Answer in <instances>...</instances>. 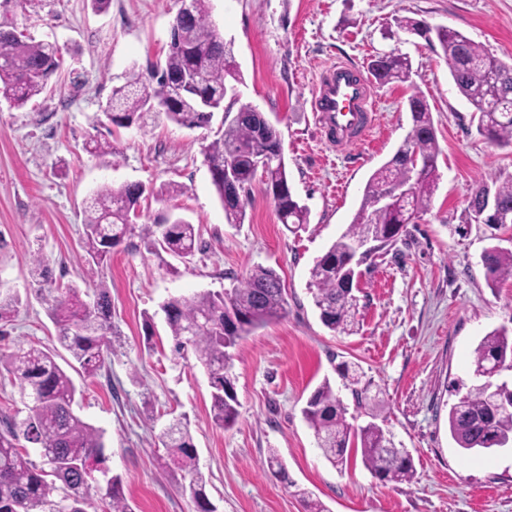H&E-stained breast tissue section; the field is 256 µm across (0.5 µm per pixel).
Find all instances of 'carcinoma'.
<instances>
[{"instance_id": "cac0c4a2", "label": "carcinoma", "mask_w": 512, "mask_h": 512, "mask_svg": "<svg viewBox=\"0 0 512 512\" xmlns=\"http://www.w3.org/2000/svg\"><path fill=\"white\" fill-rule=\"evenodd\" d=\"M210 0H190L189 19L174 17L170 47L164 66L148 78L130 79L112 91L107 116L117 125H130L146 112H163L173 123L187 128L208 125L213 113L233 112L236 95H228L242 82V74L219 31L209 21ZM397 27L438 41L458 92L478 115V131L490 142L512 144V93L497 94L496 87L512 90V63L490 54L461 31L432 27L411 18L396 19ZM60 67L58 50L50 43L24 39L13 30L0 29V97L21 107L47 87ZM190 70L199 71L205 84L196 94L180 93L175 80ZM381 84L405 82L412 73L409 56L390 51L376 56L368 66ZM412 125L393 156L369 178L361 205L351 224L319 256L310 269L309 289L322 324L338 335L357 330L359 300L352 295L358 267L350 263L355 244L375 239L381 249L392 247L406 226L426 213L438 188L439 145L430 106L415 92L408 98ZM261 112L247 113L224 125L223 133L205 149L212 184L224 206L229 224H242L248 193L261 178L272 195L278 219L293 231L309 224V209L294 195L285 162L258 173L255 156L267 151L278 132L261 138ZM237 168L239 194L228 199L224 168ZM407 186L410 193L394 195L389 205L381 198L392 188ZM174 197L183 187L166 184L158 189L141 183L103 185L87 200L82 244L88 260L100 266L112 257V249L132 231L135 213L145 193ZM467 223L512 224V179L494 187L480 180L467 193ZM148 249L187 259L201 249L199 228L182 218L161 224H146L140 230ZM482 264L489 286L512 279V250L497 245L486 249ZM286 290L277 272L257 266L240 284L224 293L210 291L190 297L171 298L161 309L173 341L176 359L192 358L207 373L211 414L215 424L235 423L238 400L231 372L233 350L255 330L287 313ZM50 316L57 328V341L88 377L105 366L104 348L113 333L112 298L101 282L89 300L76 288L54 297ZM512 371V338L503 328L488 332L474 351L473 375L479 383L448 412V426L457 445L466 451H482L512 444V387L504 391L510 406L496 408L488 400L480 376L491 362ZM8 370L25 399L24 416L0 415V512H135L126 498L123 479L103 467V433L85 422L74 410L77 392L71 376L58 364L55 354L38 347L20 348L7 356ZM342 379L349 382L356 408L369 412L371 421L358 428L347 422V407L329 380L311 393L302 413L313 431L325 459L339 470L349 463L350 451L360 448L366 469L380 481L410 483L415 476L411 453L384 452L387 434L374 419L375 403L369 385L359 386L357 372L343 365ZM39 450L42 465L30 459L27 445ZM167 468L178 478L182 494L193 512H217L210 500L207 481L200 471L189 423L176 421L163 433Z\"/></svg>"}]
</instances>
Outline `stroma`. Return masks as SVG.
<instances>
[{
	"label": "stroma",
	"mask_w": 512,
	"mask_h": 512,
	"mask_svg": "<svg viewBox=\"0 0 512 512\" xmlns=\"http://www.w3.org/2000/svg\"><path fill=\"white\" fill-rule=\"evenodd\" d=\"M179 7L178 0H111L97 13L90 0H0V26L55 45L62 62L24 107L0 99V288L20 298L11 320L0 322V353L56 348L50 306L57 289L88 293L106 282L117 334L96 377L74 375L75 410L103 430L106 464L122 475L136 512H192L161 460L159 436L179 417L189 422L218 512H304L303 491L329 512H512V447L466 453L448 430L450 407L475 381V348L493 329L512 334V280L490 287L481 262L490 246L512 249V224L463 223L475 181L512 179V145L478 133L441 48L395 25L410 17L449 26L511 62L512 0H211L210 21L245 78L239 101L279 130L292 190L310 210L307 230L296 234L280 224L259 181L244 223L227 224L204 158L224 113L195 129L160 112L129 127L104 116L130 72L163 62ZM392 49L411 57L413 74L407 83L376 86V137L345 151L321 139L310 107L321 70L339 61L363 69ZM416 91L432 112L439 187L427 213L374 258L360 283L359 329L339 336L313 305L309 270L351 223L369 176L402 144ZM95 139L112 151L89 153ZM125 182L184 186L174 198H143L135 222L185 219L199 226L203 251L184 262L131 235L110 264L88 266L85 202L98 186ZM37 254L49 261L40 285L29 274ZM258 265L280 274L287 313L238 346L239 416L219 427L205 373L172 359L160 306L173 296L233 288ZM344 361L378 395V424L411 452L413 483L381 482L358 459L338 471L317 447L301 410L326 378L352 404L336 372ZM270 448L286 477L266 468Z\"/></svg>",
	"instance_id": "stroma-1"
}]
</instances>
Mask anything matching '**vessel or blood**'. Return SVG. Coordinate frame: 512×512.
Segmentation results:
<instances>
[{
  "label": "vessel or blood",
  "instance_id": "1",
  "mask_svg": "<svg viewBox=\"0 0 512 512\" xmlns=\"http://www.w3.org/2000/svg\"><path fill=\"white\" fill-rule=\"evenodd\" d=\"M316 127L337 148L366 138L373 128V91L369 77L339 62L319 78L312 97Z\"/></svg>",
  "mask_w": 512,
  "mask_h": 512
}]
</instances>
